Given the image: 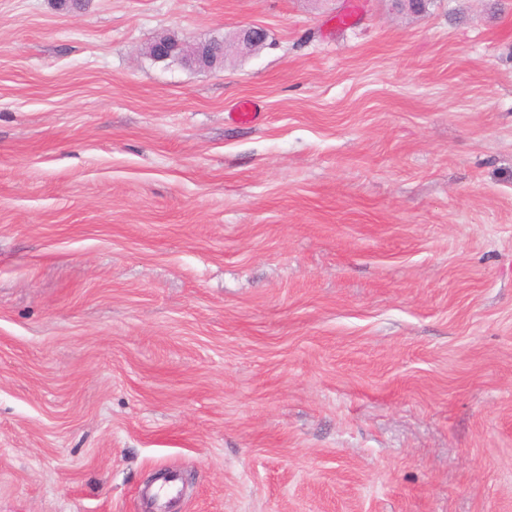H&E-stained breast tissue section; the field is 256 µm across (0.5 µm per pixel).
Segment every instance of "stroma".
I'll return each instance as SVG.
<instances>
[{"instance_id": "stroma-1", "label": "stroma", "mask_w": 512, "mask_h": 512, "mask_svg": "<svg viewBox=\"0 0 512 512\" xmlns=\"http://www.w3.org/2000/svg\"><path fill=\"white\" fill-rule=\"evenodd\" d=\"M350 2L0 0V512H512V0ZM266 33L264 29L251 26L239 30L235 37V45H232L237 52H251L265 40ZM218 41L221 48L218 50L210 45L209 41L186 43L175 36H163L151 45L150 54L157 61H169L174 64H182L200 69H212L221 64L226 53V44Z\"/></svg>"}]
</instances>
